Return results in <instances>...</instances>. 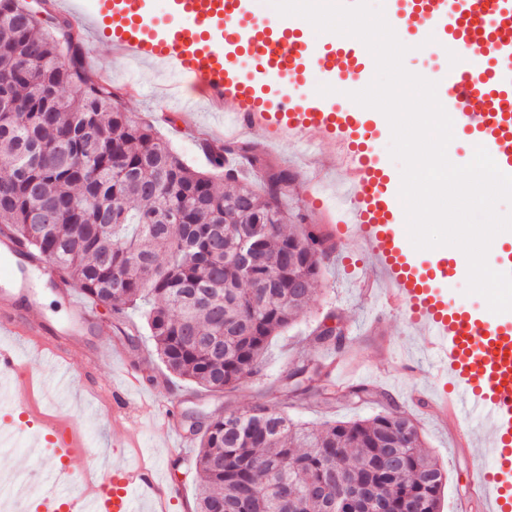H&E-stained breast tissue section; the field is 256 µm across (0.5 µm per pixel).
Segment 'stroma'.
I'll return each mask as SVG.
<instances>
[{"label":"stroma","mask_w":512,"mask_h":512,"mask_svg":"<svg viewBox=\"0 0 512 512\" xmlns=\"http://www.w3.org/2000/svg\"><path fill=\"white\" fill-rule=\"evenodd\" d=\"M92 73L112 84L120 104L135 120L149 125L193 167L208 170L202 139L225 142L224 118L198 111L190 118L165 109L162 93L173 77L151 64L114 57L111 50L94 46L87 55ZM255 145L270 168H287L296 175L281 198L290 221L303 230L319 229L333 250L321 264L312 298L300 317L272 337L258 375L245 379L228 394H213L183 380L166 376L145 323L138 313L114 314L103 306L87 305L88 315L78 325L84 348H103L105 357L85 366L81 356L58 361L49 352H37L21 339L5 340L31 379L28 403L39 418L27 422L13 409L11 399L0 398V430L11 433L13 451L0 454V471H14L40 480L38 451L48 448L44 421H59L78 428L89 442L83 464L99 473L116 464L140 467L165 478L173 494L167 512H183L197 497L194 466L197 435L191 424L205 425L224 409L247 410L256 402L278 405L294 420L314 427L325 422L370 418L388 405L412 417L425 450L447 472L440 512H460L467 498L473 471L488 464V457L461 449L452 425L443 423L409 399L412 389L424 394L435 390L436 380L419 348L424 332L397 315L382 314L374 295L359 281L378 279L373 263L354 240L337 236L339 214L331 206L344 192L334 168L336 157L329 144L309 156L290 143H271L259 132L236 138ZM450 303L479 312L502 306L498 280L475 283L461 277L450 286ZM339 323L341 347L313 345V334L329 322ZM343 353L345 385L373 386L376 398L361 402L324 404L319 397H284L282 379L296 366L328 365ZM65 376L63 390L49 386L50 378Z\"/></svg>","instance_id":"35a3bbf8"}]
</instances>
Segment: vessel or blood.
I'll use <instances>...</instances> for the list:
<instances>
[{
    "instance_id": "b4317fda",
    "label": "vessel or blood",
    "mask_w": 512,
    "mask_h": 512,
    "mask_svg": "<svg viewBox=\"0 0 512 512\" xmlns=\"http://www.w3.org/2000/svg\"><path fill=\"white\" fill-rule=\"evenodd\" d=\"M381 2L387 18L407 23L412 45L426 44L442 56L428 78L446 89L442 104L454 126L477 134L498 168L512 175V0ZM154 4L68 0L91 27L112 28L114 53L176 76L166 98L178 111L193 113L205 103L220 112L231 100L237 124L266 138L297 146L331 139L347 184V230L379 268L385 306L424 329V355L436 378L450 384L435 400L438 412L462 419L479 415L477 427L459 435L467 446L480 442L490 448L494 463L477 468L474 499L463 508L512 512V320L449 305L440 283L465 267V257L438 260L429 272L417 267L395 222L399 190L385 181L374 156L356 145L360 119L339 108L334 96L309 89L312 72L330 88H365L371 69L363 47L347 38L335 48L314 49L296 17L256 20L257 0H165L160 18ZM191 23L201 28L192 40L184 33ZM232 54L250 58L258 72L276 78V96L241 77L228 61ZM62 282L53 262L0 234V332L43 337L55 353L78 352L77 340L39 310L37 289ZM50 441L56 449L41 465L54 490L40 501L39 512H136L134 494L145 486L157 501L168 497L165 483L126 466L112 467L103 484L81 491L83 473L75 463L84 454V439L57 431Z\"/></svg>"
}]
</instances>
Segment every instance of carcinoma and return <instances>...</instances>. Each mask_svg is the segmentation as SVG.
<instances>
[{
	"mask_svg": "<svg viewBox=\"0 0 512 512\" xmlns=\"http://www.w3.org/2000/svg\"><path fill=\"white\" fill-rule=\"evenodd\" d=\"M73 23L0 0V233L26 242L93 303L145 308L155 351L175 377L232 390L258 372L272 336L314 290L323 238L285 231L279 200L295 174L245 178L226 190L227 145L208 147L212 171L187 164L150 126L120 110L94 80ZM52 209V224L37 219ZM261 225L260 256L240 253ZM366 385L334 388L321 370L288 373L285 396L362 401ZM199 512H345L376 486L404 512H439L445 471L398 411L310 430L257 402L224 411L195 455Z\"/></svg>",
	"mask_w": 512,
	"mask_h": 512,
	"instance_id": "carcinoma-1",
	"label": "carcinoma"
}]
</instances>
